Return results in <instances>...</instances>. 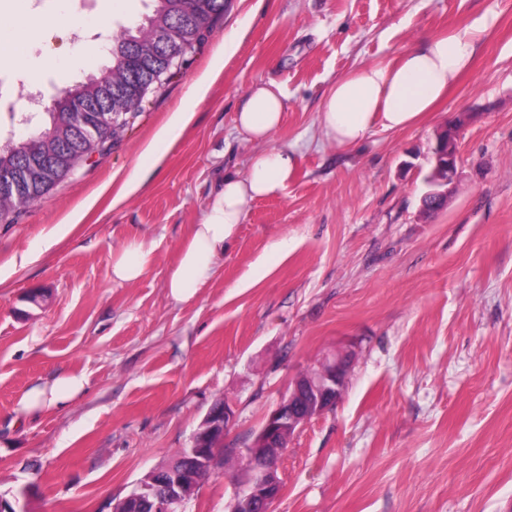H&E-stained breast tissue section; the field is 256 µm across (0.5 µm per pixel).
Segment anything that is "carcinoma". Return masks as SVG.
Segmentation results:
<instances>
[{
	"mask_svg": "<svg viewBox=\"0 0 512 512\" xmlns=\"http://www.w3.org/2000/svg\"><path fill=\"white\" fill-rule=\"evenodd\" d=\"M150 20L160 23V31H149L150 45L137 39L135 29L126 28L112 34L111 65L97 76L80 79L70 90L81 93L88 112L76 121L64 118L62 130L49 142L36 141L33 132L0 147V172L12 168L26 170L24 206L41 200L64 180L65 172L74 167L87 151L82 128L93 125L99 136H116V131L100 122L102 111L111 109L133 116L140 103L155 88L161 87L174 72L164 69L165 57L171 53L188 56L205 40L201 30L209 29L224 15L225 0H153ZM0 198L9 205L0 207V224H13L19 216L17 199L10 194Z\"/></svg>",
	"mask_w": 512,
	"mask_h": 512,
	"instance_id": "carcinoma-1",
	"label": "carcinoma"
}]
</instances>
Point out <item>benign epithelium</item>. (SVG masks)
I'll use <instances>...</instances> for the list:
<instances>
[{
	"mask_svg": "<svg viewBox=\"0 0 512 512\" xmlns=\"http://www.w3.org/2000/svg\"><path fill=\"white\" fill-rule=\"evenodd\" d=\"M437 147L441 152L434 155L428 190L421 198L426 213L444 206L459 170L456 131L449 128L442 132ZM348 364L346 355L326 358L292 381L288 394L267 415L255 442L243 449L254 464L233 496L234 512H272L281 481L271 458L281 454L291 436L311 417L341 400L347 387ZM234 424L235 412L229 403L213 407L193 434L189 455L164 470L151 471L149 484L136 487L127 497L125 512H174L172 506H182L196 488L198 475L216 464L224 437ZM26 500L24 489L12 501L0 497V512H26Z\"/></svg>",
	"mask_w": 512,
	"mask_h": 512,
	"instance_id": "1",
	"label": "benign epithelium"
}]
</instances>
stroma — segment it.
I'll return each mask as SVG.
<instances>
[{
	"label": "stroma",
	"mask_w": 512,
	"mask_h": 512,
	"mask_svg": "<svg viewBox=\"0 0 512 512\" xmlns=\"http://www.w3.org/2000/svg\"><path fill=\"white\" fill-rule=\"evenodd\" d=\"M98 9L78 0L80 26L25 45L43 83L56 82L49 56L72 60L92 42ZM485 18L472 71L425 124L375 131L346 154L321 140L336 78ZM258 82L288 96L268 145L293 150L296 171L282 196L252 204L208 282L175 302L169 267L252 151L234 114ZM176 112L195 120L153 166L145 149ZM454 120L459 178L427 215L436 134ZM134 173L138 189L113 202ZM134 238L153 242L154 261L114 284L112 256ZM346 350L345 393L290 440L273 512H512V0H225L109 152L0 224V494L27 490L29 512H100L190 447L224 400L235 454L183 512H229L241 449L292 380ZM71 375L85 388L66 406L19 416L31 387Z\"/></svg>",
	"instance_id": "stroma-1"
}]
</instances>
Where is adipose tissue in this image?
<instances>
[{
  "instance_id": "ef3b65f1",
  "label": "adipose tissue",
  "mask_w": 512,
  "mask_h": 512,
  "mask_svg": "<svg viewBox=\"0 0 512 512\" xmlns=\"http://www.w3.org/2000/svg\"><path fill=\"white\" fill-rule=\"evenodd\" d=\"M70 20L69 0H54L51 17L33 9L10 19L0 30V40L11 46L9 58L27 69L31 83H38L41 73L29 67L22 52L24 42L45 23L62 28ZM488 30V24L481 22L448 34H433L394 60L364 65L336 78L321 100L320 135L336 151L347 152L358 148L375 130L418 126L470 70ZM286 101L279 87L256 84L240 102L234 128L240 141L252 145L253 151L241 170L225 173L223 188L208 201L201 222L193 225L176 263L169 268L165 286L174 301H189L195 288L210 279L255 201L282 195L287 189L297 158L288 149L267 146L282 123ZM152 260L151 246L136 239L128 242L112 257L113 282L123 285L140 279ZM84 385L83 378L60 377L51 386L27 392L21 409L30 412L63 406Z\"/></svg>"
}]
</instances>
